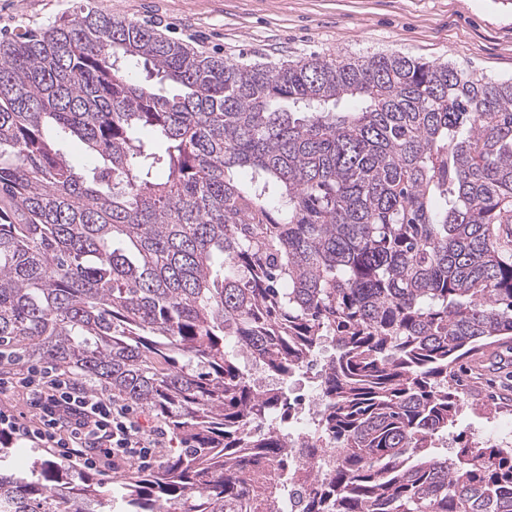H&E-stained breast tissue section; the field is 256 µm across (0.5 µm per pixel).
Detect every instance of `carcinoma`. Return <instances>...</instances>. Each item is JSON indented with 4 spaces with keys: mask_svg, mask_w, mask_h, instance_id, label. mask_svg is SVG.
<instances>
[{
    "mask_svg": "<svg viewBox=\"0 0 512 512\" xmlns=\"http://www.w3.org/2000/svg\"><path fill=\"white\" fill-rule=\"evenodd\" d=\"M326 336L304 447L346 452L303 512H512L511 447L431 451L460 361L512 341V79L239 64L86 4L0 42V365L68 371L177 444L113 489L16 471L0 439V512H276L246 474L299 468L288 430L255 428L284 394L252 369L302 373Z\"/></svg>",
    "mask_w": 512,
    "mask_h": 512,
    "instance_id": "obj_1",
    "label": "carcinoma"
}]
</instances>
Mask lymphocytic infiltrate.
<instances>
[{"mask_svg":"<svg viewBox=\"0 0 512 512\" xmlns=\"http://www.w3.org/2000/svg\"><path fill=\"white\" fill-rule=\"evenodd\" d=\"M20 389L36 410V419L0 411V436L30 441L53 457L89 469L113 465H148L165 437L161 426L134 415L131 408L103 393L89 394L66 372L28 368L14 379L0 377V393Z\"/></svg>","mask_w":512,"mask_h":512,"instance_id":"lymphocytic-infiltrate-1","label":"lymphocytic infiltrate"}]
</instances>
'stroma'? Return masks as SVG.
Masks as SVG:
<instances>
[{
  "instance_id": "1",
  "label": "stroma",
  "mask_w": 512,
  "mask_h": 512,
  "mask_svg": "<svg viewBox=\"0 0 512 512\" xmlns=\"http://www.w3.org/2000/svg\"><path fill=\"white\" fill-rule=\"evenodd\" d=\"M79 0H0V41L69 15ZM199 51L241 63L313 56L408 55L512 79V0H91ZM469 405L439 454L488 440L490 417L512 418V343L464 359Z\"/></svg>"
}]
</instances>
